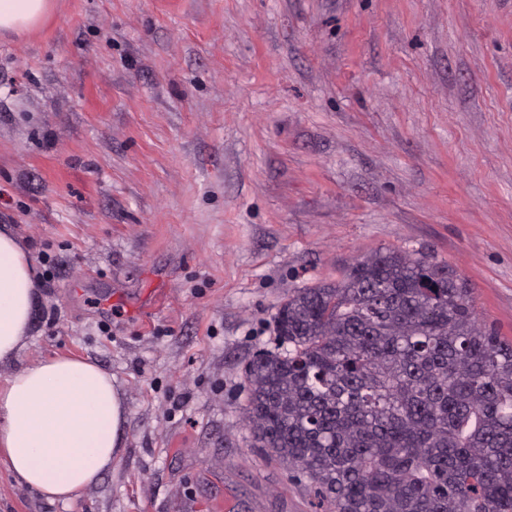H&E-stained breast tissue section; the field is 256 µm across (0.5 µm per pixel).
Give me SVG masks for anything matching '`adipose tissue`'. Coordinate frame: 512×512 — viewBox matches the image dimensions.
<instances>
[{
  "mask_svg": "<svg viewBox=\"0 0 512 512\" xmlns=\"http://www.w3.org/2000/svg\"><path fill=\"white\" fill-rule=\"evenodd\" d=\"M53 0H0V32L37 28ZM40 282L20 236L0 227V464L48 502L75 500L123 452L125 396L109 371L57 354L22 360Z\"/></svg>",
  "mask_w": 512,
  "mask_h": 512,
  "instance_id": "adipose-tissue-1",
  "label": "adipose tissue"
}]
</instances>
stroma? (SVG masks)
<instances>
[{
	"mask_svg": "<svg viewBox=\"0 0 512 512\" xmlns=\"http://www.w3.org/2000/svg\"><path fill=\"white\" fill-rule=\"evenodd\" d=\"M45 286L25 357L121 384L124 451L74 502L323 512L243 422L294 288L422 250L512 339V0H55L0 35V225Z\"/></svg>",
	"mask_w": 512,
	"mask_h": 512,
	"instance_id": "obj_1",
	"label": "stroma"
}]
</instances>
